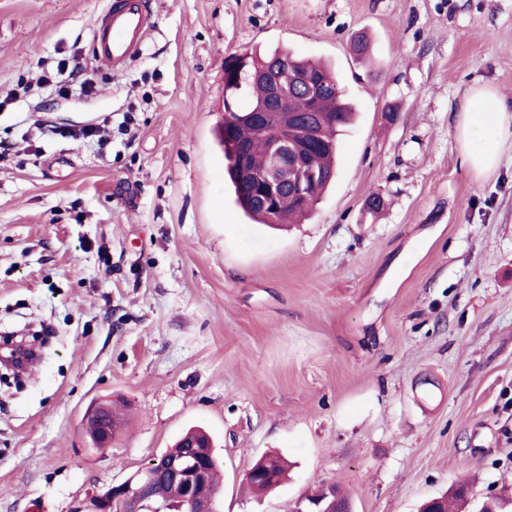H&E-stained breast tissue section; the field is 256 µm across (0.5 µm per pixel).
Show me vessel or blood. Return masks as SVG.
I'll list each match as a JSON object with an SVG mask.
<instances>
[{
    "instance_id": "b4317fda",
    "label": "vessel or blood",
    "mask_w": 512,
    "mask_h": 512,
    "mask_svg": "<svg viewBox=\"0 0 512 512\" xmlns=\"http://www.w3.org/2000/svg\"><path fill=\"white\" fill-rule=\"evenodd\" d=\"M152 0H110L92 27V62L97 70L118 72L139 54L148 36Z\"/></svg>"
}]
</instances>
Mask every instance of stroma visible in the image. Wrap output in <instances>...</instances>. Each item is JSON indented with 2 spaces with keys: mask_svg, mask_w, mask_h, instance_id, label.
<instances>
[{
  "mask_svg": "<svg viewBox=\"0 0 512 512\" xmlns=\"http://www.w3.org/2000/svg\"><path fill=\"white\" fill-rule=\"evenodd\" d=\"M152 2L94 92L0 110V333H43L34 364L0 365V512H75L194 426L219 512H289L319 482L354 512L512 487V146L476 175L454 122L475 87L512 102V0ZM104 3L0 0V98L90 63ZM278 47L331 65L355 109L282 231L238 207L218 136L226 60ZM104 121L106 144L69 136ZM112 400L128 422L91 447L84 414ZM272 450L287 484L244 496Z\"/></svg>",
  "mask_w": 512,
  "mask_h": 512,
  "instance_id": "obj_1",
  "label": "stroma"
}]
</instances>
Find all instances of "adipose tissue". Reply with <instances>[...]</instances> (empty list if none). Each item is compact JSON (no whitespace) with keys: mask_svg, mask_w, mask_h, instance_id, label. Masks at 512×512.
<instances>
[{"mask_svg":"<svg viewBox=\"0 0 512 512\" xmlns=\"http://www.w3.org/2000/svg\"><path fill=\"white\" fill-rule=\"evenodd\" d=\"M456 128L468 166L479 174L490 172L512 138V107L494 89H475L458 115Z\"/></svg>","mask_w":512,"mask_h":512,"instance_id":"ef3b65f1","label":"adipose tissue"}]
</instances>
